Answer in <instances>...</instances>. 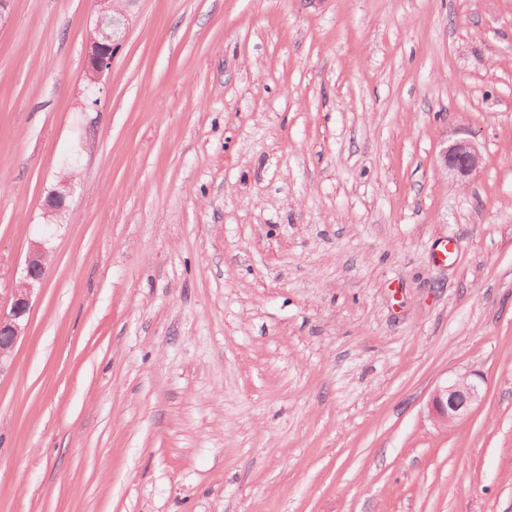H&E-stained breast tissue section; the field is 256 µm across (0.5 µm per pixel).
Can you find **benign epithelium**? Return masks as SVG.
Masks as SVG:
<instances>
[{"label":"benign epithelium","instance_id":"1","mask_svg":"<svg viewBox=\"0 0 512 512\" xmlns=\"http://www.w3.org/2000/svg\"><path fill=\"white\" fill-rule=\"evenodd\" d=\"M95 20L85 48L84 69L90 82H98L111 69L115 38L129 22V13L120 9L116 0H95ZM483 161L479 144L467 138L450 141L441 152V164L457 183H465L476 173ZM75 181L61 180L49 192L45 204L47 215L56 216L66 209ZM49 252L41 242L31 244L24 267L11 288L7 309L0 310V373L12 358L15 347L27 326L31 299L44 285ZM482 401V386L470 372L460 373L438 387L432 394L428 410L440 427L453 428Z\"/></svg>","mask_w":512,"mask_h":512}]
</instances>
